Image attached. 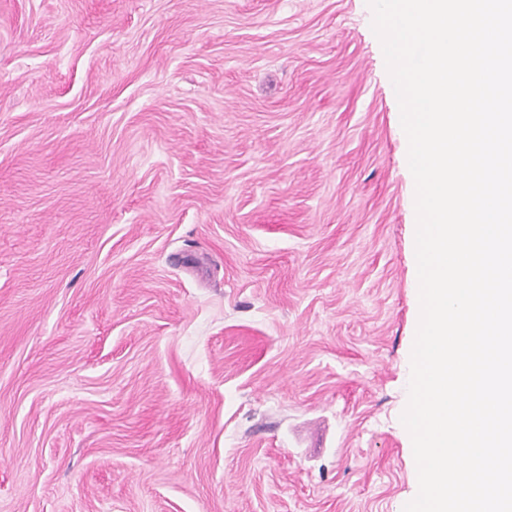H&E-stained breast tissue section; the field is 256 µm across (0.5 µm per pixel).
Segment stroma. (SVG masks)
<instances>
[{"mask_svg":"<svg viewBox=\"0 0 512 512\" xmlns=\"http://www.w3.org/2000/svg\"><path fill=\"white\" fill-rule=\"evenodd\" d=\"M366 0H0V512H403L415 187Z\"/></svg>","mask_w":512,"mask_h":512,"instance_id":"stroma-1","label":"stroma"}]
</instances>
